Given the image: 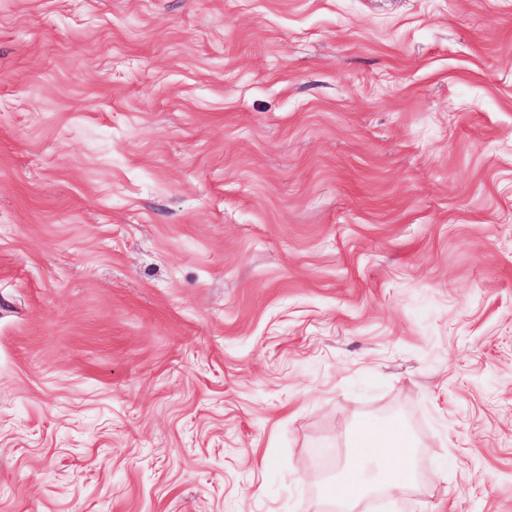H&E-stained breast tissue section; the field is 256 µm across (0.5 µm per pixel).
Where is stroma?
Returning <instances> with one entry per match:
<instances>
[{"mask_svg":"<svg viewBox=\"0 0 512 512\" xmlns=\"http://www.w3.org/2000/svg\"><path fill=\"white\" fill-rule=\"evenodd\" d=\"M512 512V0H0V512H336L360 424Z\"/></svg>","mask_w":512,"mask_h":512,"instance_id":"35a3bbf8","label":"stroma"}]
</instances>
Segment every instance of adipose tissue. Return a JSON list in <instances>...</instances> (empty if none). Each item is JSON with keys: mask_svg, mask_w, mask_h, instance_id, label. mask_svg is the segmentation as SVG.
I'll list each match as a JSON object with an SVG mask.
<instances>
[{"mask_svg": "<svg viewBox=\"0 0 512 512\" xmlns=\"http://www.w3.org/2000/svg\"><path fill=\"white\" fill-rule=\"evenodd\" d=\"M353 466L338 471L329 485L333 496L342 497L345 512L375 491H403L413 487L416 471L411 450L415 441L404 424L391 421L375 427H358L351 438Z\"/></svg>", "mask_w": 512, "mask_h": 512, "instance_id": "obj_1", "label": "adipose tissue"}]
</instances>
